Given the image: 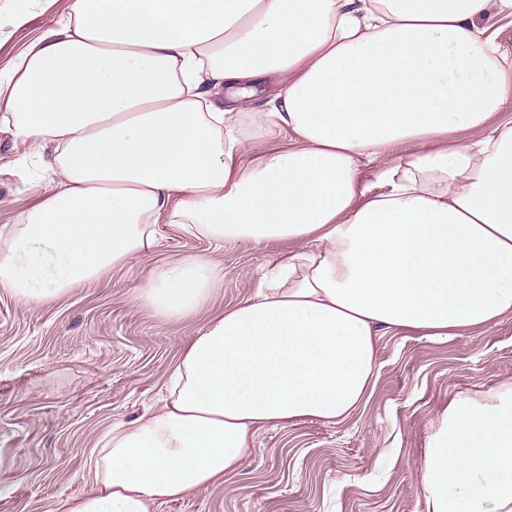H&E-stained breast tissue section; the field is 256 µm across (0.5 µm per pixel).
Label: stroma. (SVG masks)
Segmentation results:
<instances>
[{"instance_id":"1","label":"stroma","mask_w":512,"mask_h":512,"mask_svg":"<svg viewBox=\"0 0 512 512\" xmlns=\"http://www.w3.org/2000/svg\"><path fill=\"white\" fill-rule=\"evenodd\" d=\"M73 0H0V70L54 27ZM54 185L39 160L0 133V227ZM165 230L144 264L115 269L30 306L0 287V512H53L94 476V451L114 425L161 404L173 361L207 318L251 294L287 250ZM207 256L222 288L197 314L165 320L135 300L145 265ZM512 379V319L488 334L382 336L377 375L339 426L303 421L259 429L250 457L223 487L158 512H426L417 463L448 402Z\"/></svg>"}]
</instances>
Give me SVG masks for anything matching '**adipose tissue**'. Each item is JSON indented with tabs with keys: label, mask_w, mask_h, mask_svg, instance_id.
Returning a JSON list of instances; mask_svg holds the SVG:
<instances>
[{
	"label": "adipose tissue",
	"mask_w": 512,
	"mask_h": 512,
	"mask_svg": "<svg viewBox=\"0 0 512 512\" xmlns=\"http://www.w3.org/2000/svg\"><path fill=\"white\" fill-rule=\"evenodd\" d=\"M494 18L512 0H74L0 73V123L15 148L51 149L57 177L0 228V286L25 303L140 261L163 224L289 244L55 512H157L220 487L256 429L348 420L386 333L512 317V122L497 120L512 55ZM276 129L287 148L250 157ZM222 284L209 258L179 257L150 266L136 300L179 320ZM419 474L426 512H512V380L449 401Z\"/></svg>",
	"instance_id": "adipose-tissue-1"
}]
</instances>
